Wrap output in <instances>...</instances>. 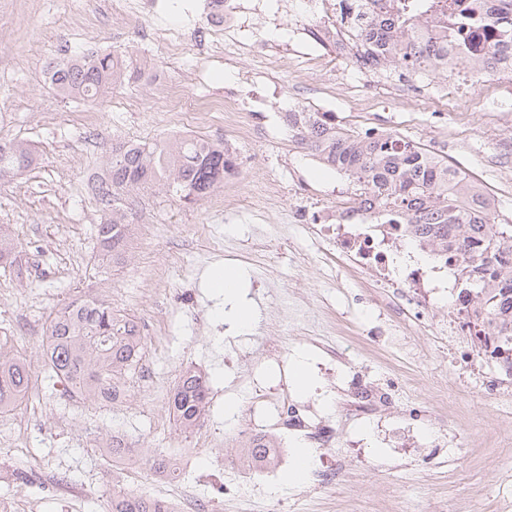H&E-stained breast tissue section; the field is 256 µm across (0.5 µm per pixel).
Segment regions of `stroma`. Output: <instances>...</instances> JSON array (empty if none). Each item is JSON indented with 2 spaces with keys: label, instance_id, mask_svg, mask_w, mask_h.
<instances>
[{
  "label": "stroma",
  "instance_id": "35a3bbf8",
  "mask_svg": "<svg viewBox=\"0 0 512 512\" xmlns=\"http://www.w3.org/2000/svg\"><path fill=\"white\" fill-rule=\"evenodd\" d=\"M109 0H0V136L33 144L39 160L22 178L0 186V224L18 232L15 267L0 268V336L22 340L23 353L41 367L44 329L76 293L120 294L137 316L154 311L169 356L154 369L174 385L180 366L192 361L211 385L205 427L179 432L164 403L133 390L119 408H99L80 398L67 381L43 379L26 408L0 417V499L28 505V512H100L113 487L155 495L150 469L124 477L94 444L120 433L142 456L158 451L180 458L198 495L238 512L224 459L241 457V425L265 431L262 411L250 407L253 386L239 383L252 369L255 386L269 395L285 393L311 407L335 432L330 453L345 470L335 486L286 485L296 438H285L279 463L251 481L244 498L279 503L282 512H512V412H502L481 383L455 386L448 339L435 328L448 318L445 294L434 295L427 326L399 317L375 286L369 269H354L317 252L301 212L335 216L350 204L355 184L299 148L280 122L286 110L330 112L355 131L370 127L419 142L450 164L465 167L493 204L498 223L512 224V82L491 77L473 81L467 92L450 94L442 77L401 72H366L352 53L309 47L298 31L300 0H234L251 38L265 39V56L232 57L209 45L206 0H176L172 13L141 12L123 27L112 25ZM96 12L84 33V12ZM180 26L184 52L171 62L165 32ZM132 51L147 66L167 68L183 90V114L204 101L232 93L242 99L266 137L238 146L236 185L220 194L246 196L254 185L274 188L271 222L258 226L248 212L228 219L210 199L184 204L162 186L133 196L136 224L150 225L149 254L127 253L103 278L96 259L94 226L100 221L89 180L101 170L113 143L139 133L153 142L192 135L221 143L223 125H172L167 103L144 83L116 86L105 97L83 103L60 97L46 81L49 62L65 54ZM314 54L315 64L270 70L269 57ZM251 72L250 81L238 79ZM181 224L203 226L202 235L168 265V246ZM167 266L164 290L146 279V265ZM238 267L241 297L256 318L239 331L233 303L207 286L215 267ZM295 291L312 315L332 325L317 337L299 329L279 337V357L264 353L263 314L269 277ZM343 350L346 364L332 366L321 345ZM312 377L308 390L295 386L298 362ZM386 389L388 406L359 420L345 419L340 405L353 376ZM235 413H227V403ZM27 445H13L15 433ZM458 443L444 448L445 438Z\"/></svg>",
  "mask_w": 512,
  "mask_h": 512
}]
</instances>
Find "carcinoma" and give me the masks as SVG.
<instances>
[{
	"instance_id": "carcinoma-1",
	"label": "carcinoma",
	"mask_w": 512,
	"mask_h": 512,
	"mask_svg": "<svg viewBox=\"0 0 512 512\" xmlns=\"http://www.w3.org/2000/svg\"><path fill=\"white\" fill-rule=\"evenodd\" d=\"M379 12L355 13L356 63L363 69L428 73L427 63H448V34L437 40L419 31L416 14L402 0H379ZM454 38L463 40L482 27L500 33L488 46L479 71L491 72L512 63V0H486L484 11L448 7ZM50 85L61 96L94 102L126 79L136 77L132 58L119 53L82 54L48 64ZM288 132L325 166L347 176L367 196L385 224H403L407 234L440 257L448 255V229L458 236V248L475 252L481 267L469 269L466 287L496 316L512 320V225L497 224L489 198L474 182L459 189L457 170L448 160L398 134L358 133L336 125L327 112L284 113ZM37 151L28 142L0 137V185L35 165ZM236 158L224 145L201 137H178L154 143L117 142L103 161L96 179L101 211L95 239L104 263L123 258L125 231L132 225L130 197L159 184L171 195L192 202L224 183ZM13 227L0 224V264L13 265ZM43 373L63 377L91 401L110 402L117 381L136 370L144 341L137 321L120 314L112 302L80 295L64 304L45 328ZM35 385V372L15 347L0 336V416L24 409L25 395ZM209 407L205 376L185 369L173 388L168 409L176 425L190 433ZM248 468L261 471L278 463L273 438L257 434L247 446ZM112 512H164L159 500L114 489Z\"/></svg>"
}]
</instances>
